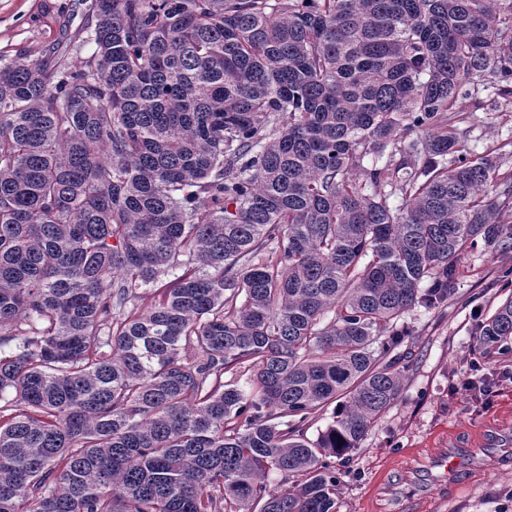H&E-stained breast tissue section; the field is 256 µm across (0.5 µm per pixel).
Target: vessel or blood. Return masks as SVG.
Here are the masks:
<instances>
[{
    "label": "vessel or blood",
    "mask_w": 512,
    "mask_h": 512,
    "mask_svg": "<svg viewBox=\"0 0 512 512\" xmlns=\"http://www.w3.org/2000/svg\"><path fill=\"white\" fill-rule=\"evenodd\" d=\"M506 448L512 446V433L502 428L486 425L480 428L476 439L461 440L449 436L447 442L433 455L432 466L442 468L449 484H457L465 479L471 468L470 451L477 447Z\"/></svg>",
    "instance_id": "obj_1"
}]
</instances>
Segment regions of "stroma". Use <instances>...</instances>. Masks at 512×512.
<instances>
[{"mask_svg": "<svg viewBox=\"0 0 512 512\" xmlns=\"http://www.w3.org/2000/svg\"><path fill=\"white\" fill-rule=\"evenodd\" d=\"M91 0H0V65L17 55L43 58L49 47H65L76 64L93 47L85 43L95 19ZM459 100L468 117L473 153L502 154L512 171V103L499 100L492 84ZM512 295V250H467L458 262L455 290L435 309L414 307L403 321L411 336L398 349L405 385L398 401L371 428L348 464L337 466L339 512H389L374 497L380 480L399 481L408 468L427 474L429 490L419 512H512V447L483 448L467 481L443 486L428 474L430 455L448 433L467 437L482 425L512 427L504 407L512 404V350L485 352L476 342L478 326ZM490 376L484 390L464 391L465 378Z\"/></svg>", "mask_w": 512, "mask_h": 512, "instance_id": "35a3bbf8", "label": "stroma"}]
</instances>
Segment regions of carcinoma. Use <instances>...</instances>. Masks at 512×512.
Wrapping results in <instances>:
<instances>
[{
    "label": "carcinoma",
    "instance_id": "obj_1",
    "mask_svg": "<svg viewBox=\"0 0 512 512\" xmlns=\"http://www.w3.org/2000/svg\"><path fill=\"white\" fill-rule=\"evenodd\" d=\"M502 2L93 0L79 66L0 65V512H338L398 322L512 249L456 111L512 102Z\"/></svg>",
    "mask_w": 512,
    "mask_h": 512
}]
</instances>
